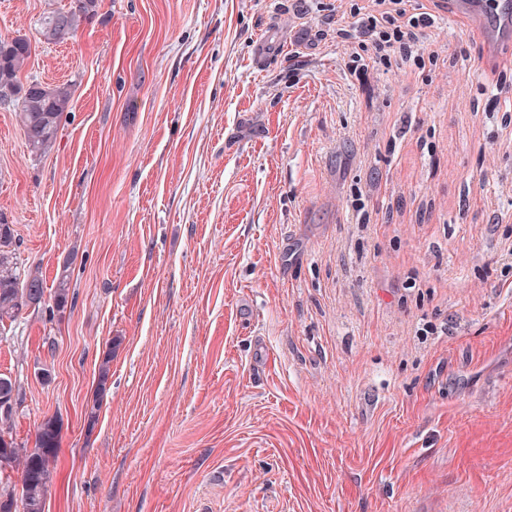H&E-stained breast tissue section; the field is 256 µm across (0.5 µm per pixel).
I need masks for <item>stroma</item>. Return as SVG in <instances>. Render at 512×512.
Instances as JSON below:
<instances>
[{
  "label": "stroma",
  "mask_w": 512,
  "mask_h": 512,
  "mask_svg": "<svg viewBox=\"0 0 512 512\" xmlns=\"http://www.w3.org/2000/svg\"><path fill=\"white\" fill-rule=\"evenodd\" d=\"M47 1L0 0L73 88L42 158L0 109L21 258H74L0 338L17 439L62 424L45 512H512V55L436 7L357 78L336 0H102L54 45ZM112 362V354L111 352H106L103 357L100 365H99V374H98V395L99 398L93 402V405L86 412L87 415V429L92 430L96 424L98 419V411L100 409V398L104 394L107 388L109 371H110V363Z\"/></svg>",
  "instance_id": "1"
}]
</instances>
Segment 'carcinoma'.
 I'll use <instances>...</instances> for the list:
<instances>
[{
	"label": "carcinoma",
	"mask_w": 512,
	"mask_h": 512,
	"mask_svg": "<svg viewBox=\"0 0 512 512\" xmlns=\"http://www.w3.org/2000/svg\"><path fill=\"white\" fill-rule=\"evenodd\" d=\"M101 6V0H70L67 8H51L39 20L38 33L44 42L59 44L73 38L81 21H89ZM31 55V43L25 36L0 39V94L12 96V108L22 122L26 146L31 156L42 157L55 146L63 118L73 100L71 85L40 86L32 92L20 82V74ZM18 244L11 224L0 223V337L11 331L23 311L25 291L47 296L35 310L49 319L63 312L74 300L71 288V262L60 265L52 285H47L37 267H28L17 255ZM112 351L99 365L98 395L107 388ZM23 402L17 381L0 374V453H10L15 468L21 470V495L9 483L0 481V512H45L58 454L61 425L57 417L43 419L37 427L34 446L16 440L13 435L15 413H4L1 403L11 399Z\"/></svg>",
	"instance_id": "obj_1"
}]
</instances>
